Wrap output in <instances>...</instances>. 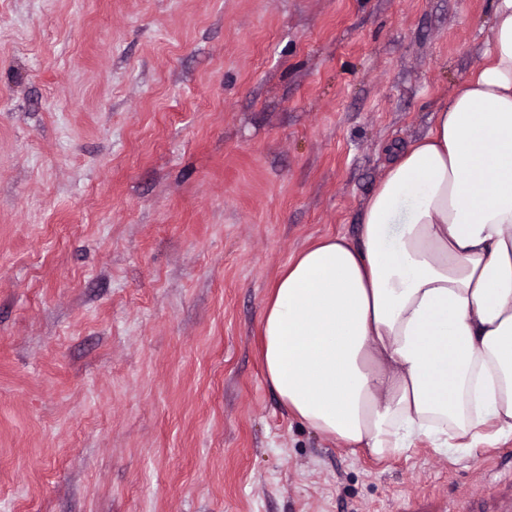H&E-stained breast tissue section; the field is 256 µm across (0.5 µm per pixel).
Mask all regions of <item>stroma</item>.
<instances>
[{
    "mask_svg": "<svg viewBox=\"0 0 512 512\" xmlns=\"http://www.w3.org/2000/svg\"><path fill=\"white\" fill-rule=\"evenodd\" d=\"M495 0H0V512H512V441L377 458L267 382Z\"/></svg>",
    "mask_w": 512,
    "mask_h": 512,
    "instance_id": "1",
    "label": "stroma"
}]
</instances>
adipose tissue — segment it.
<instances>
[{"instance_id": "ef3b65f1", "label": "adipose tissue", "mask_w": 512, "mask_h": 512, "mask_svg": "<svg viewBox=\"0 0 512 512\" xmlns=\"http://www.w3.org/2000/svg\"><path fill=\"white\" fill-rule=\"evenodd\" d=\"M261 334L283 407L325 437L379 457L512 439V0L470 79L393 156L358 241L288 261Z\"/></svg>"}]
</instances>
